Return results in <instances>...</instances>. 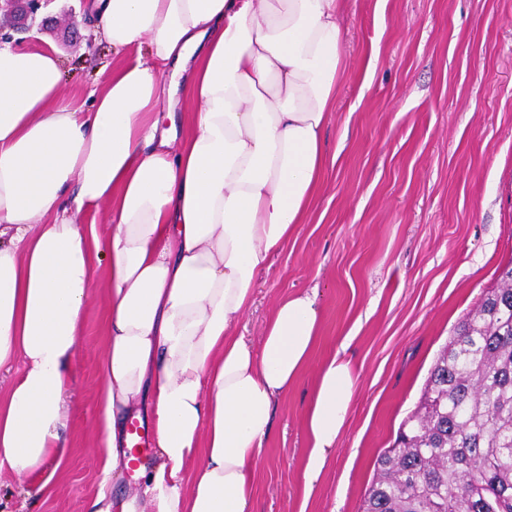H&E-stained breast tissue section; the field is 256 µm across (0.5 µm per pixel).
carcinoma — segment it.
I'll list each match as a JSON object with an SVG mask.
<instances>
[{"label":"carcinoma","instance_id":"obj_1","mask_svg":"<svg viewBox=\"0 0 512 512\" xmlns=\"http://www.w3.org/2000/svg\"><path fill=\"white\" fill-rule=\"evenodd\" d=\"M362 512H512V264L441 351Z\"/></svg>","mask_w":512,"mask_h":512}]
</instances>
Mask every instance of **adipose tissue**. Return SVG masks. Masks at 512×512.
Instances as JSON below:
<instances>
[{
  "label": "adipose tissue",
  "instance_id": "1",
  "mask_svg": "<svg viewBox=\"0 0 512 512\" xmlns=\"http://www.w3.org/2000/svg\"><path fill=\"white\" fill-rule=\"evenodd\" d=\"M346 0H93L95 36L131 60L65 100L56 51L0 46V472L68 453V390L104 262L98 409L106 469L129 418L157 461L93 512H250L274 407L319 332L314 296L283 298L260 348L236 327L270 257L294 242L327 163ZM194 110L177 122L181 103ZM317 374L305 478L331 459L355 394Z\"/></svg>",
  "mask_w": 512,
  "mask_h": 512
}]
</instances>
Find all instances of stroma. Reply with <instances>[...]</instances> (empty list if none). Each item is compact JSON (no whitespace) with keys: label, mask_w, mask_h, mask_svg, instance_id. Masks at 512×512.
<instances>
[{"label":"stroma","mask_w":512,"mask_h":512,"mask_svg":"<svg viewBox=\"0 0 512 512\" xmlns=\"http://www.w3.org/2000/svg\"><path fill=\"white\" fill-rule=\"evenodd\" d=\"M23 31L55 49L62 94L84 100L121 62L95 40L80 0H51ZM344 69L325 129L327 166L296 240L272 255L239 334L260 345L281 298L312 292L320 333L275 408L252 512H360L375 461L415 409L455 327L512 262V0H348ZM68 399L63 462L0 476L10 512H89L100 489L134 492L133 469L104 476L95 448L104 351L96 272ZM358 378L331 461L304 477L306 410L322 361Z\"/></svg>","instance_id":"35a3bbf8"}]
</instances>
